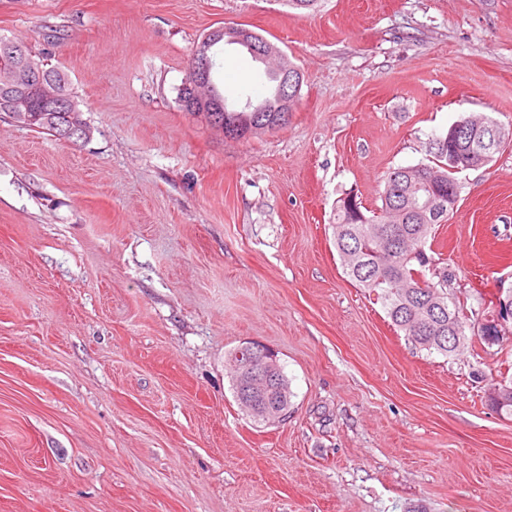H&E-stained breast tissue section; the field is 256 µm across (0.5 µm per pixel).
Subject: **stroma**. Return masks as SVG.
Returning a JSON list of instances; mask_svg holds the SVG:
<instances>
[{
  "instance_id": "1",
  "label": "stroma",
  "mask_w": 512,
  "mask_h": 512,
  "mask_svg": "<svg viewBox=\"0 0 512 512\" xmlns=\"http://www.w3.org/2000/svg\"><path fill=\"white\" fill-rule=\"evenodd\" d=\"M241 24L302 74L286 125L231 139L178 104ZM64 70L74 146L0 114V512H512L501 349L415 347L346 277L333 214L377 209L460 116L512 126V0H0V36ZM229 107L262 65L216 45ZM436 246L475 310L512 288V145L458 176ZM272 351L255 422L231 355ZM277 387L279 390L275 393V397L273 400L270 401L269 406L261 404L260 402H258V404H252L251 407L255 413H261L264 412L265 410H267V414L276 413L280 411H288L290 393L288 390V382L283 373V370L281 375V382L277 385ZM256 406H259L258 411ZM255 413H252L254 417ZM490 388H495L494 392L487 394L488 401L492 408L504 417H512V378L501 376L497 381L491 378Z\"/></svg>"
}]
</instances>
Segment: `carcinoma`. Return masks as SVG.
<instances>
[{
	"label": "carcinoma",
	"instance_id": "cac0c4a2",
	"mask_svg": "<svg viewBox=\"0 0 512 512\" xmlns=\"http://www.w3.org/2000/svg\"><path fill=\"white\" fill-rule=\"evenodd\" d=\"M22 54L26 62L41 69L55 94L65 98L66 111H55L54 104L41 97L18 103L6 91L20 78ZM16 105L24 109L23 116L14 119L19 126L46 131L74 145L90 138V126L71 95L65 74L33 59L23 44L0 37V113L7 115ZM75 123L84 128L81 138L66 135ZM449 159L450 153L439 148L431 163L419 165L411 177L400 174L398 168L389 172L381 207L372 213L351 193L336 201L334 213L335 244L345 275L376 294L392 324L412 343L445 357L465 348L469 340L466 330L471 326L467 309L448 294L455 274L434 249L436 227L448 222L457 201L445 205L443 215L427 224L413 212L416 203L412 199L432 191L446 198L448 188L460 187L457 173L448 169ZM490 387L494 391L487 397L492 408L512 417V378L494 379ZM289 396L283 376L274 399L267 406L259 405L258 412L288 410Z\"/></svg>",
	"mask_w": 512,
	"mask_h": 512
}]
</instances>
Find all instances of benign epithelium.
Masks as SVG:
<instances>
[{
    "label": "benign epithelium",
    "mask_w": 512,
    "mask_h": 512,
    "mask_svg": "<svg viewBox=\"0 0 512 512\" xmlns=\"http://www.w3.org/2000/svg\"><path fill=\"white\" fill-rule=\"evenodd\" d=\"M227 44H242L261 60L265 57H274L281 63V77L279 83V107L281 112L277 124L288 121L289 112L298 95L301 78L295 72H288V59L273 45L261 39L256 33L242 26H227L210 31L204 38L205 46L199 48L196 54L197 64L190 81L183 86L184 103L195 111L200 112H226L228 108L218 99L204 96L200 93L201 87L212 81V64L208 47L220 42ZM240 112H251L253 117L241 121L219 117L214 118L218 125L224 128V133L238 138H246L251 134L272 128V124L262 120L258 114L260 108L245 104L238 108ZM509 137L507 129L494 123L488 124L477 132L467 129L463 123L456 122L448 129V142L454 144L452 162L456 163V170L466 171L481 166L490 159L492 146L501 139ZM442 203L439 196L429 198L419 210V218L424 221L435 220L441 211ZM512 319V303L499 297L496 300L495 320L484 318L477 321V329L486 331L493 327H507ZM233 358L243 361L238 379L242 381V388L252 397L263 398L273 388V381L280 371V364L276 355L270 351L254 349L245 345L237 349Z\"/></svg>",
    "instance_id": "1"
}]
</instances>
